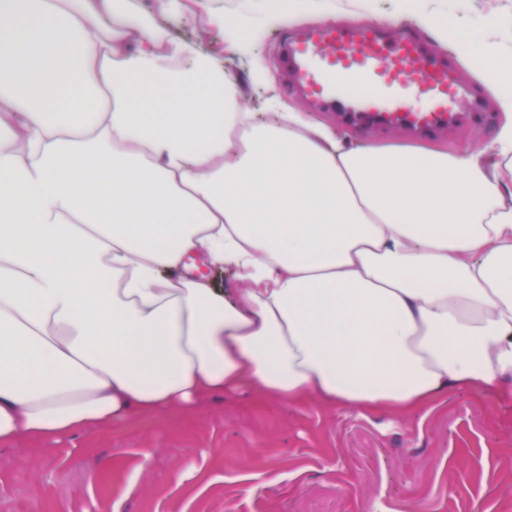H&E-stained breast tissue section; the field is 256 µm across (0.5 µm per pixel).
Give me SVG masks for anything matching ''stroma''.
Instances as JSON below:
<instances>
[{
    "instance_id": "stroma-1",
    "label": "stroma",
    "mask_w": 512,
    "mask_h": 512,
    "mask_svg": "<svg viewBox=\"0 0 512 512\" xmlns=\"http://www.w3.org/2000/svg\"><path fill=\"white\" fill-rule=\"evenodd\" d=\"M460 30L512 27V0H442ZM282 31L253 52L275 74L273 90L246 83L241 105L265 112L269 97L312 106L281 77ZM433 50L479 101L478 121L435 134L457 145L496 125L452 53ZM153 453L140 471L143 450ZM512 403L468 389L407 416L341 412L318 400L296 406L243 385L202 397L188 413L132 415L79 431L55 448L0 446V512H512Z\"/></svg>"
}]
</instances>
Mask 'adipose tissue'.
Wrapping results in <instances>:
<instances>
[{
	"label": "adipose tissue",
	"instance_id": "adipose-tissue-1",
	"mask_svg": "<svg viewBox=\"0 0 512 512\" xmlns=\"http://www.w3.org/2000/svg\"><path fill=\"white\" fill-rule=\"evenodd\" d=\"M212 2L153 7L238 57L323 17L260 0L245 32ZM400 2L377 22L452 51L499 114L488 139L360 142L274 97L263 121L139 0H0V446L244 384L377 415L512 400V34Z\"/></svg>",
	"mask_w": 512,
	"mask_h": 512
}]
</instances>
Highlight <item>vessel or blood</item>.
I'll return each instance as SVG.
<instances>
[{
  "mask_svg": "<svg viewBox=\"0 0 512 512\" xmlns=\"http://www.w3.org/2000/svg\"><path fill=\"white\" fill-rule=\"evenodd\" d=\"M282 51L298 94L340 104L351 120L432 132L466 117L453 77L407 33L329 28L284 40Z\"/></svg>",
  "mask_w": 512,
  "mask_h": 512,
  "instance_id": "1",
  "label": "vessel or blood"
}]
</instances>
